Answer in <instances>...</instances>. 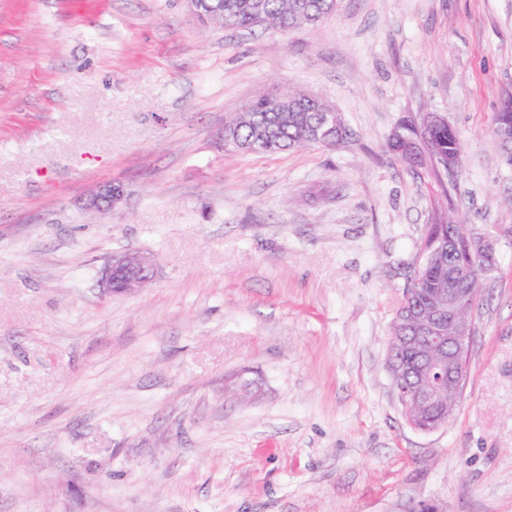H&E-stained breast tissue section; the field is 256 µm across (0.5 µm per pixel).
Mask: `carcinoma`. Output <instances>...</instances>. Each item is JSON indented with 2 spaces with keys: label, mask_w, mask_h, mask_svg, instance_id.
Here are the masks:
<instances>
[{
  "label": "carcinoma",
  "mask_w": 512,
  "mask_h": 512,
  "mask_svg": "<svg viewBox=\"0 0 512 512\" xmlns=\"http://www.w3.org/2000/svg\"><path fill=\"white\" fill-rule=\"evenodd\" d=\"M337 0H204V16L199 23L211 25L214 16L224 17L219 28L225 31H252L256 28H275L282 32L291 27L314 26L333 14ZM287 98L294 100L286 112L279 111L276 97L257 99L243 112L233 117L224 127V143L241 152L251 151L254 142H259L262 152H279L317 144L334 147L346 134L344 119L336 114V127L329 130L322 124V113L327 104L321 99L295 102L301 93L292 89L285 91ZM512 124V105H502L491 120V133L499 147L512 150V142L501 139L503 124ZM392 151L412 162H420L422 153L441 168L448 159L459 166L463 149L462 141L450 125H437L427 129L419 137L415 129L403 136L392 135L389 141ZM471 233L468 224L453 210L437 204L436 216L426 225L423 239H435L442 247L435 259L419 266L416 278L410 284L409 295L413 302L424 307L435 295L448 289L452 280L458 288H471L486 278L476 262H469L467 250L462 244ZM413 322L405 314H395L390 335L406 336Z\"/></svg>",
  "instance_id": "cac0c4a2"
}]
</instances>
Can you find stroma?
I'll use <instances>...</instances> for the list:
<instances>
[{
  "label": "stroma",
  "instance_id": "obj_1",
  "mask_svg": "<svg viewBox=\"0 0 512 512\" xmlns=\"http://www.w3.org/2000/svg\"><path fill=\"white\" fill-rule=\"evenodd\" d=\"M288 87L346 137L225 147ZM510 87L512 0H338L285 33L204 29L184 0H0V512H512V167L489 132ZM431 113L454 176L388 146ZM109 182L123 202L83 210ZM447 194L500 265L464 398L421 432L387 341ZM127 250L155 278L106 293Z\"/></svg>",
  "mask_w": 512,
  "mask_h": 512
}]
</instances>
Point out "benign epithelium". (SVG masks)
<instances>
[{
    "label": "benign epithelium",
    "mask_w": 512,
    "mask_h": 512,
    "mask_svg": "<svg viewBox=\"0 0 512 512\" xmlns=\"http://www.w3.org/2000/svg\"><path fill=\"white\" fill-rule=\"evenodd\" d=\"M123 198V187L109 183L99 188L88 200L87 207L98 211L107 210ZM496 252V240L492 236L474 232L471 255L491 268ZM154 274L155 266L149 256L130 251L112 256L102 272L101 282L112 293H132L151 282ZM480 293L479 288H456L450 285L448 292L438 296L436 307L448 310V335H430L435 328V318L415 313L414 335L399 337L405 345L422 348L421 363L411 373L398 364H388L389 372L397 379L412 375L410 410L419 413L446 404L448 416L455 413L462 400L467 379L469 346L477 331L475 318L461 319L458 314L474 308Z\"/></svg>",
    "instance_id": "benign-epithelium-1"
}]
</instances>
